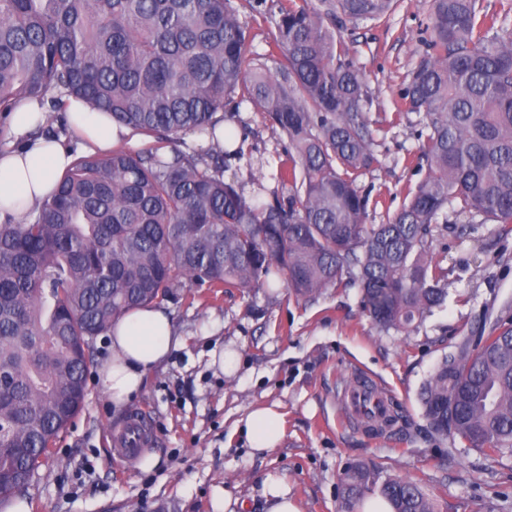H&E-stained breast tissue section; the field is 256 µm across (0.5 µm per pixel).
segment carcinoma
Instances as JSON below:
<instances>
[{
	"mask_svg": "<svg viewBox=\"0 0 512 512\" xmlns=\"http://www.w3.org/2000/svg\"><path fill=\"white\" fill-rule=\"evenodd\" d=\"M397 0L282 8L274 68L248 58L234 0H0V115L59 91L155 139L146 155L77 157L23 223L0 224V497L27 485L83 409L93 340L128 310L185 284L251 288L275 276L299 296L348 281L382 328L446 298L426 256L443 210L512 224V27L482 0H430L426 51L401 91L421 115L423 179L384 224L357 180L375 162L367 86L336 30ZM285 134L288 198H247L224 179L231 151L186 153L240 88ZM421 400L432 428L512 452V323L481 328ZM343 512L378 494L392 512H439L416 484L364 464L341 478Z\"/></svg>",
	"mask_w": 512,
	"mask_h": 512,
	"instance_id": "obj_1",
	"label": "carcinoma"
}]
</instances>
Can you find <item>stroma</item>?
<instances>
[{
    "instance_id": "1",
    "label": "stroma",
    "mask_w": 512,
    "mask_h": 512,
    "mask_svg": "<svg viewBox=\"0 0 512 512\" xmlns=\"http://www.w3.org/2000/svg\"><path fill=\"white\" fill-rule=\"evenodd\" d=\"M240 2L249 56L262 64L274 49L280 9L318 0ZM428 24L429 0H402L376 21L341 23L347 55L372 100L366 119L376 161L359 179L373 202L371 224L384 222L424 176L408 161L422 145L420 116L402 110L399 94L424 53ZM224 112L243 143L241 154L225 158V178L249 198L287 197L290 186L280 178L287 137L241 98L226 102ZM428 245L447 271L448 297L405 331L375 325L355 286L314 298L280 284L178 289L163 306L185 346L148 372L123 408L89 379L83 410L28 487L0 499V512L10 503L28 512H215L218 489L246 502V512H264L261 489L270 478L287 483L300 512H340L341 477L351 463L418 483L442 512H512V453L450 446L420 404L444 357L486 321L512 318V232L447 212L432 225ZM223 344L238 356L230 376L210 364V351ZM359 376L396 395L389 432L343 426L333 394ZM272 403L281 407L284 436L276 448L254 450L235 425ZM138 411L148 416L149 443L135 459H120L108 431Z\"/></svg>"
}]
</instances>
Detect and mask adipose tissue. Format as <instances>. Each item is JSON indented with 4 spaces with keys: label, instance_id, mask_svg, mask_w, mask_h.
Returning a JSON list of instances; mask_svg holds the SVG:
<instances>
[{
    "label": "adipose tissue",
    "instance_id": "adipose-tissue-1",
    "mask_svg": "<svg viewBox=\"0 0 512 512\" xmlns=\"http://www.w3.org/2000/svg\"><path fill=\"white\" fill-rule=\"evenodd\" d=\"M46 119L37 103L19 98L10 114V127L19 146L0 147V217L25 218L53 193L71 166L69 149L53 136H34ZM67 123L83 149L108 156L130 136L129 128L115 123L107 112L79 99H69ZM183 341L174 336L167 310L156 304L134 309L120 317L109 332V355L100 369L102 389L115 408H122L143 387L146 374L167 360ZM279 404L252 409L239 422L251 448L277 447L283 438Z\"/></svg>",
    "mask_w": 512,
    "mask_h": 512
}]
</instances>
